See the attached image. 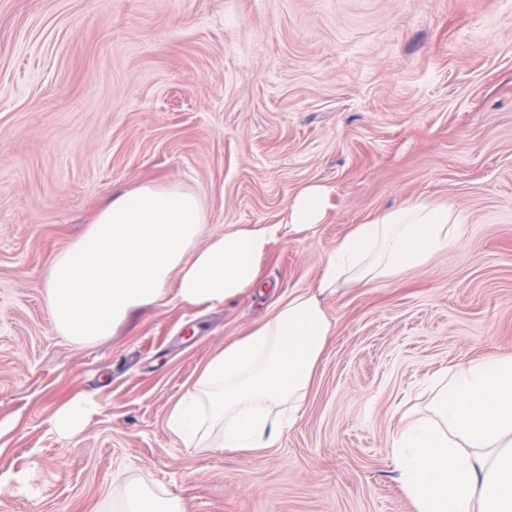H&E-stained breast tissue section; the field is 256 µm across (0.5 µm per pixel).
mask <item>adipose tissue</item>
I'll return each mask as SVG.
<instances>
[{
	"label": "adipose tissue",
	"instance_id": "1",
	"mask_svg": "<svg viewBox=\"0 0 512 512\" xmlns=\"http://www.w3.org/2000/svg\"><path fill=\"white\" fill-rule=\"evenodd\" d=\"M326 201V188L309 184L279 223L208 235L200 194L173 184L125 191L56 256L45 294L51 323L87 345L171 293L191 308L224 306L257 285L260 261L281 228L321 223ZM465 224L459 210L417 202L355 225L327 255L317 293L289 295L210 359L170 411V433L187 448L272 447L301 409L330 334L319 295L423 267L462 238ZM432 391L430 416L398 424L391 448L416 512H512V358L445 371ZM97 406L89 395L69 400L54 414V431L63 439L76 435ZM122 512L185 509L178 498L130 483Z\"/></svg>",
	"mask_w": 512,
	"mask_h": 512
}]
</instances>
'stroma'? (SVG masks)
Listing matches in <instances>:
<instances>
[{"mask_svg":"<svg viewBox=\"0 0 512 512\" xmlns=\"http://www.w3.org/2000/svg\"><path fill=\"white\" fill-rule=\"evenodd\" d=\"M175 183L207 232L278 223L261 289L175 297L78 346L46 274L117 194ZM425 201L464 213L423 268L321 295L331 333L276 447L186 448L166 417L225 343L316 290L354 225ZM512 357V0H0V512H120L126 479L187 512H416L390 455L430 380ZM99 408L70 439L55 410Z\"/></svg>","mask_w":512,"mask_h":512,"instance_id":"obj_1","label":"stroma"}]
</instances>
